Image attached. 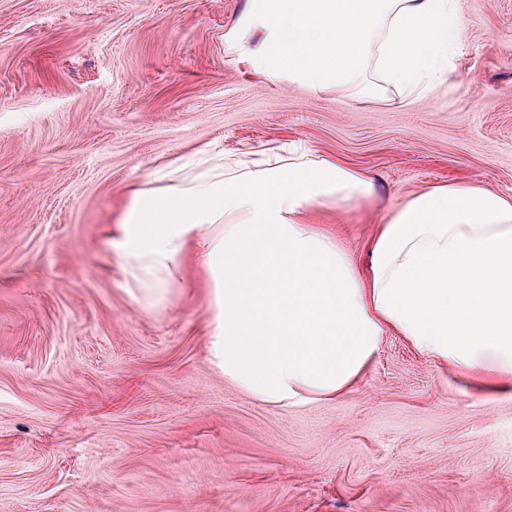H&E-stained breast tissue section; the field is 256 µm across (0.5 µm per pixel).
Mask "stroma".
I'll return each mask as SVG.
<instances>
[{"mask_svg":"<svg viewBox=\"0 0 512 512\" xmlns=\"http://www.w3.org/2000/svg\"><path fill=\"white\" fill-rule=\"evenodd\" d=\"M454 3L444 82L403 104L255 72L247 0H0V512H512V388L392 334L344 396L277 408L210 363L195 251L150 311L107 240L201 151L368 175L373 204L305 215L358 260L413 193L512 196V0Z\"/></svg>","mask_w":512,"mask_h":512,"instance_id":"obj_1","label":"stroma"}]
</instances>
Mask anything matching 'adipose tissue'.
I'll return each instance as SVG.
<instances>
[{"instance_id":"adipose-tissue-1","label":"adipose tissue","mask_w":512,"mask_h":512,"mask_svg":"<svg viewBox=\"0 0 512 512\" xmlns=\"http://www.w3.org/2000/svg\"><path fill=\"white\" fill-rule=\"evenodd\" d=\"M255 69L322 92L413 100L467 28L454 0H247ZM375 188L337 159L278 148L211 156L189 181L136 196L119 226L127 284L164 304L200 241L212 363L258 400L288 409L347 392L385 336L482 380L512 381V197L441 184L395 207L352 261L305 213Z\"/></svg>"}]
</instances>
